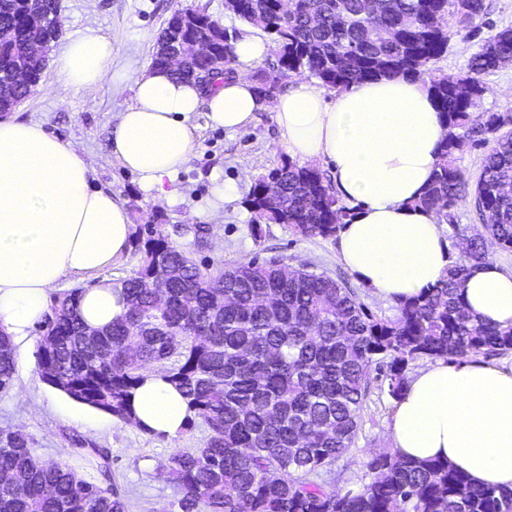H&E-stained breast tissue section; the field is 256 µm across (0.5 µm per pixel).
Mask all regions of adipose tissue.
I'll return each instance as SVG.
<instances>
[{
	"instance_id": "1",
	"label": "adipose tissue",
	"mask_w": 512,
	"mask_h": 512,
	"mask_svg": "<svg viewBox=\"0 0 512 512\" xmlns=\"http://www.w3.org/2000/svg\"><path fill=\"white\" fill-rule=\"evenodd\" d=\"M268 50L246 35L233 48L235 74L209 92L169 71L127 67L134 100L110 134L113 159L159 191L185 163L194 142L190 117L206 112L215 126L246 128L269 110L289 154L326 160L337 196L351 210L340 229V263L364 287L394 303L434 287L445 275L450 242L433 211L416 207L439 161L448 130L427 87L405 77L351 84L327 100L299 79L261 101L251 71ZM112 45L83 32L53 63L66 86L90 92L105 75ZM92 164L69 143L15 117L0 119V329L14 343L43 321L63 278L92 280L81 316L100 329L126 310L103 269L129 249L128 208L111 190L91 184ZM464 298L489 324L512 325V269L488 260L470 267ZM132 405L142 429L182 432L188 405L158 370H148ZM400 455L448 460L474 484L512 489V365L439 359L413 374L391 416Z\"/></svg>"
}]
</instances>
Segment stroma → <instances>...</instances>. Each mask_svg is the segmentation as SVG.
<instances>
[{
  "label": "stroma",
  "instance_id": "obj_1",
  "mask_svg": "<svg viewBox=\"0 0 512 512\" xmlns=\"http://www.w3.org/2000/svg\"><path fill=\"white\" fill-rule=\"evenodd\" d=\"M60 5L65 35L93 29L109 39L112 56L107 74L96 90L82 94L64 91L54 67H46L37 92L15 108V116L71 143L91 161L94 184L120 197L133 223H146L159 214L169 225H208L211 236L204 255L211 261L230 265L270 252L289 266L304 265L343 279L374 314L397 317L396 304L358 284L339 262L335 240L305 239L280 224L263 225L261 234H254L245 205L254 180L290 158L272 113H257L246 129L236 132L212 125L204 113L195 114L193 148L179 171L166 180L162 195L143 191L137 177L113 159L109 132L118 113L132 101L129 87L115 80V72L128 64L150 70L155 40L179 8L204 10L224 26L248 33V26L238 25L225 13L224 0H60ZM218 182L229 192L217 204L213 186ZM39 341V333H32L29 345L16 350L15 388L0 396V428L27 433L40 461L67 463L79 475L99 482L112 477L125 491L131 512H169L177 491L160 472L176 449L202 447L207 438L205 427L199 425L168 439L70 400L40 380L36 365ZM393 405L387 393L372 387L356 443L334 465L342 475L341 490L359 489L366 480L365 463L370 454L391 450ZM75 435L108 449V461L76 450L71 441Z\"/></svg>",
  "mask_w": 512,
  "mask_h": 512
}]
</instances>
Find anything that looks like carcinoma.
Returning <instances> with one entry per match:
<instances>
[{
	"label": "carcinoma",
	"mask_w": 512,
	"mask_h": 512,
	"mask_svg": "<svg viewBox=\"0 0 512 512\" xmlns=\"http://www.w3.org/2000/svg\"><path fill=\"white\" fill-rule=\"evenodd\" d=\"M56 0H0V80L24 56L38 12ZM224 10L265 34L276 64L251 75L264 100L284 78L308 74L330 90L357 81L405 76L426 84L448 127L422 207L458 229L455 212L470 206L481 229L466 238L435 287L398 305L394 320L375 315L354 291L277 257L225 266L197 262L209 229L176 224L172 233L149 221L136 225V274L119 282L124 315L90 332L82 291L56 297L39 324L37 368L43 382L70 399L133 423L130 398L153 365L181 389L201 423V448L172 455L162 477L174 484L176 512H512V490L476 486L439 459L415 460L392 451L370 456L369 480L345 493L322 478L358 435L369 394V368L396 400L417 360L461 363L512 352V327L484 323L466 308L460 288L469 265L489 258L488 244L512 249V112L482 107L485 78L512 62V26L481 39L466 70L454 77L432 64L448 53L450 26L471 33L488 15L487 0H224ZM156 44L170 35L211 42L221 60L193 57L173 76L204 88L235 73L228 29L209 14L178 9ZM43 66L0 99L11 112L31 95ZM486 148L470 182L457 164L465 143ZM253 230L284 224L302 237H336L350 209L315 165L284 163L258 176L247 200ZM188 240L185 248L170 239ZM16 375L15 347L0 333V394ZM0 512H128L110 486L78 475L68 464L43 465L26 433L0 429Z\"/></svg>",
	"instance_id": "1"
}]
</instances>
